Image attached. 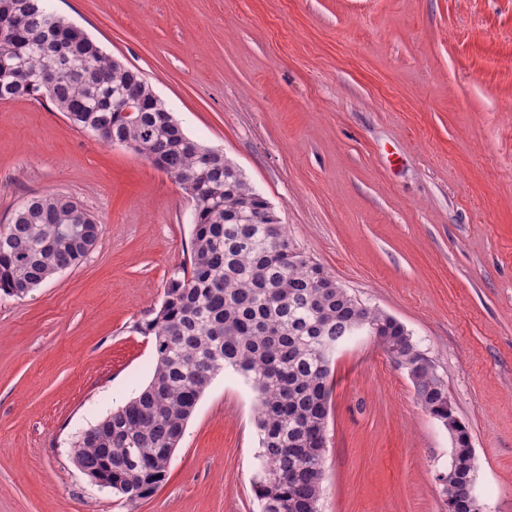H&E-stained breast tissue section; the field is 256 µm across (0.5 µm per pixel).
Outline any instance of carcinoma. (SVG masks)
I'll list each match as a JSON object with an SVG mask.
<instances>
[{
  "instance_id": "carcinoma-1",
  "label": "carcinoma",
  "mask_w": 512,
  "mask_h": 512,
  "mask_svg": "<svg viewBox=\"0 0 512 512\" xmlns=\"http://www.w3.org/2000/svg\"><path fill=\"white\" fill-rule=\"evenodd\" d=\"M0 101L46 94L70 123L124 146L172 176L193 206L188 261L169 279L154 318L149 383L73 442L82 468L135 504L166 480L168 454L211 380L227 367L258 393L263 512H318L330 377L336 349L372 323L378 342L409 372L419 405L441 424L448 390L394 317L363 306L324 268L296 251L269 202L224 165V153L191 139L152 97L141 72L115 62L48 0H0ZM51 70L46 86L40 75ZM133 95L141 111L117 102ZM254 213L258 222L239 221ZM103 226L71 196L38 194L0 226V292L24 298L95 245ZM464 507L465 485L441 484Z\"/></svg>"
}]
</instances>
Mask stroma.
Instances as JSON below:
<instances>
[{"label":"stroma","mask_w":512,"mask_h":512,"mask_svg":"<svg viewBox=\"0 0 512 512\" xmlns=\"http://www.w3.org/2000/svg\"><path fill=\"white\" fill-rule=\"evenodd\" d=\"M51 5L239 166L294 248L406 326L471 434L485 512H512V0ZM53 191L103 232L27 297L0 295V512H261L255 394L229 369L150 498L75 466V436L151 377L138 327L190 254L192 206L46 96L0 102V225ZM451 451L375 340L337 353L322 512H448Z\"/></svg>","instance_id":"35a3bbf8"}]
</instances>
